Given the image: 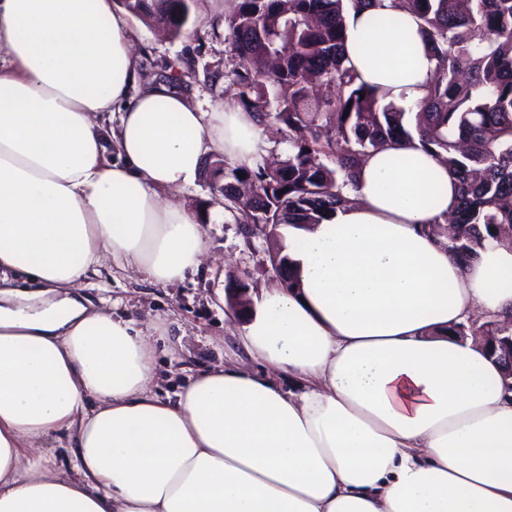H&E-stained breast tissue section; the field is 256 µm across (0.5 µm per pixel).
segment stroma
<instances>
[{"mask_svg": "<svg viewBox=\"0 0 512 512\" xmlns=\"http://www.w3.org/2000/svg\"><path fill=\"white\" fill-rule=\"evenodd\" d=\"M224 0H199L191 36L170 39L133 20L143 80L167 81L210 110L224 96L229 48L224 42ZM212 258L199 271L174 284H155L141 275L114 271L95 280L88 292L112 314L143 327L156 323L161 396L178 392L189 376L221 364L249 370L258 365L238 345L239 324L229 314L230 275L248 273L250 298L275 282L265 235L245 237L227 211L205 224Z\"/></svg>", "mask_w": 512, "mask_h": 512, "instance_id": "stroma-1", "label": "stroma"}]
</instances>
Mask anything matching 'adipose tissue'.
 <instances>
[{
	"mask_svg": "<svg viewBox=\"0 0 512 512\" xmlns=\"http://www.w3.org/2000/svg\"><path fill=\"white\" fill-rule=\"evenodd\" d=\"M345 16L361 80L416 111L436 61L414 14ZM115 0H0V512H512V388L453 327L512 311V247L424 233L456 180L419 140L371 153L354 205L285 233L299 288L221 365L161 397L158 327L86 306L90 276L170 284L210 258L178 200L203 158L251 164L249 112L142 81ZM288 376L283 388L278 375ZM68 439L76 476L41 447Z\"/></svg>",
	"mask_w": 512,
	"mask_h": 512,
	"instance_id": "adipose-tissue-1",
	"label": "adipose tissue"
}]
</instances>
